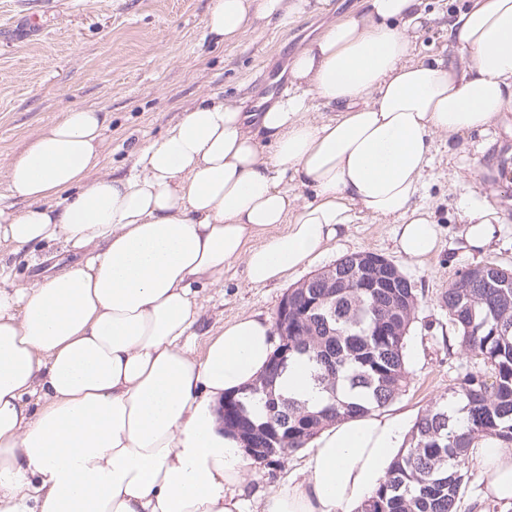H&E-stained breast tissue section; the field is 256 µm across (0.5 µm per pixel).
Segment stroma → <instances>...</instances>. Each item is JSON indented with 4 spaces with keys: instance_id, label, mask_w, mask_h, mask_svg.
Instances as JSON below:
<instances>
[{
    "instance_id": "stroma-1",
    "label": "stroma",
    "mask_w": 512,
    "mask_h": 512,
    "mask_svg": "<svg viewBox=\"0 0 512 512\" xmlns=\"http://www.w3.org/2000/svg\"><path fill=\"white\" fill-rule=\"evenodd\" d=\"M210 5L211 0H0V197L8 194L9 162L61 112L73 107L107 112L103 164L126 172L134 146L159 138L185 107L213 96L248 112L280 93L288 85L292 56L357 10L360 0H329L327 12L285 28L263 24L224 45L213 43L205 28ZM33 10L43 23L37 32L24 22ZM433 155L421 201L440 226V247L423 264H399L420 297L406 339L409 380L395 401L414 418L446 398L449 384L485 369L480 359L449 343L439 295L466 267L483 261L512 267V182L500 174L501 163L512 166V136L493 127L453 144L439 139ZM489 192L507 221L481 257L463 246L460 203ZM391 232L386 222L359 219L314 265L278 285H250L242 263L228 266L220 284L198 291L194 354L202 355L227 322L256 313L274 316L289 289L343 256L374 251L394 258ZM75 260L57 244L33 247L14 255L15 282L29 283ZM307 454L301 448L271 465L249 462L245 512H258L266 496L303 468Z\"/></svg>"
}]
</instances>
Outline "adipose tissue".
Instances as JSON below:
<instances>
[{
	"instance_id": "ef3b65f1",
	"label": "adipose tissue",
	"mask_w": 512,
	"mask_h": 512,
	"mask_svg": "<svg viewBox=\"0 0 512 512\" xmlns=\"http://www.w3.org/2000/svg\"><path fill=\"white\" fill-rule=\"evenodd\" d=\"M327 4L212 0L205 27L229 43ZM432 19L423 0H362L294 54L265 111L186 108L122 176L102 170L95 108L31 137L7 182L27 207L0 204V512H243V443L224 429V399L268 366L271 324L237 318L192 356L197 290L238 260L251 285L284 282L363 217L393 224L406 261L437 250L439 226L417 202L434 141L485 133L512 112V0L453 14L456 65L414 57ZM320 102L334 112L316 120ZM287 175L313 200L282 188ZM462 220L467 247L484 254L505 217L485 198L464 203ZM36 243L81 260L16 285L8 258ZM278 388L325 400L303 360ZM408 421L394 408L326 426L260 512H359ZM474 459L486 497L511 508L512 448L484 436Z\"/></svg>"
}]
</instances>
